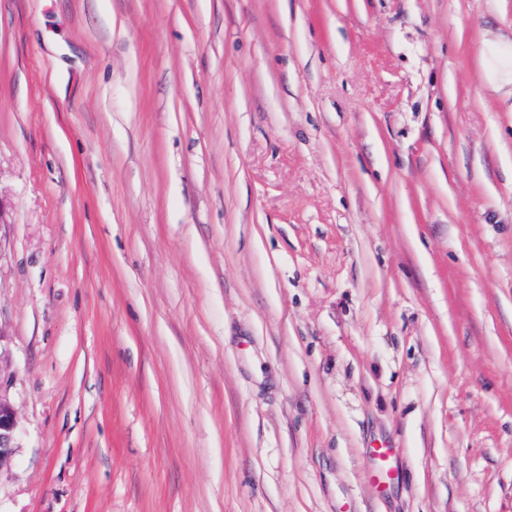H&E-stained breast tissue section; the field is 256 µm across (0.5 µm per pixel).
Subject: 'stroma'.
<instances>
[{
    "instance_id": "obj_1",
    "label": "stroma",
    "mask_w": 512,
    "mask_h": 512,
    "mask_svg": "<svg viewBox=\"0 0 512 512\" xmlns=\"http://www.w3.org/2000/svg\"><path fill=\"white\" fill-rule=\"evenodd\" d=\"M489 27L512 0H0V512H512ZM16 418L11 406L0 398V468L10 460Z\"/></svg>"
}]
</instances>
